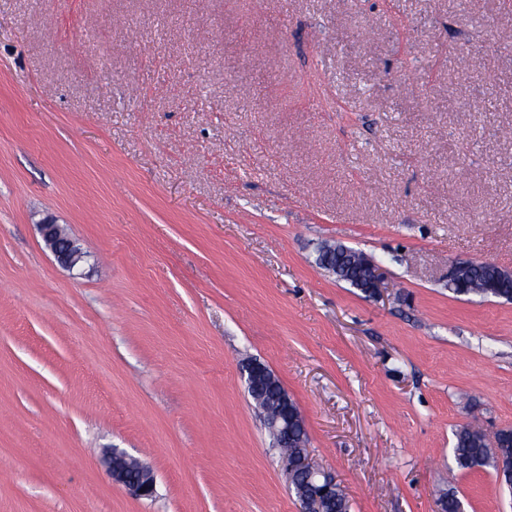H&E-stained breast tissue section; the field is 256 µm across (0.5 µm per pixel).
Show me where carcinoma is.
Masks as SVG:
<instances>
[{"label":"carcinoma","instance_id":"carcinoma-1","mask_svg":"<svg viewBox=\"0 0 512 512\" xmlns=\"http://www.w3.org/2000/svg\"><path fill=\"white\" fill-rule=\"evenodd\" d=\"M362 252L342 245L324 246L319 249L316 264L332 272L336 279L355 288L366 286L367 268L370 264ZM459 296L476 295L512 301V275L490 264H477L463 271L459 284L451 288ZM453 457L461 470L491 467L499 470L512 464V430H499L490 435L469 424L459 427L455 434Z\"/></svg>","mask_w":512,"mask_h":512}]
</instances>
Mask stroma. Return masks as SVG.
Wrapping results in <instances>:
<instances>
[{
  "mask_svg": "<svg viewBox=\"0 0 512 512\" xmlns=\"http://www.w3.org/2000/svg\"><path fill=\"white\" fill-rule=\"evenodd\" d=\"M504 29L512 0H0V512H300L251 360L349 512H512L452 453L512 429V302L448 288L512 271ZM42 236L46 244L50 247L58 262L68 268H74L84 255L76 243L61 229L57 224L51 220H46L43 224H39ZM67 238L71 243V251L68 248H60L57 242L61 238ZM328 262V264H327ZM371 263L366 286L367 268ZM316 264L324 270L330 271L336 279L360 288L367 293L377 294L383 288V276L379 265L374 264L362 252L342 245L321 247L318 251ZM336 265V271L334 266ZM488 263V261H485ZM469 261L452 264L448 272V284L458 282L461 270L462 278L459 284L449 288L453 293L459 296L476 295L482 298H497L512 301V274L502 272L490 264H477ZM104 460L113 481L124 486L138 498H150L155 493L156 480L152 469L137 460L127 458L112 449Z\"/></svg>",
  "mask_w": 512,
  "mask_h": 512,
  "instance_id": "1",
  "label": "stroma"
}]
</instances>
